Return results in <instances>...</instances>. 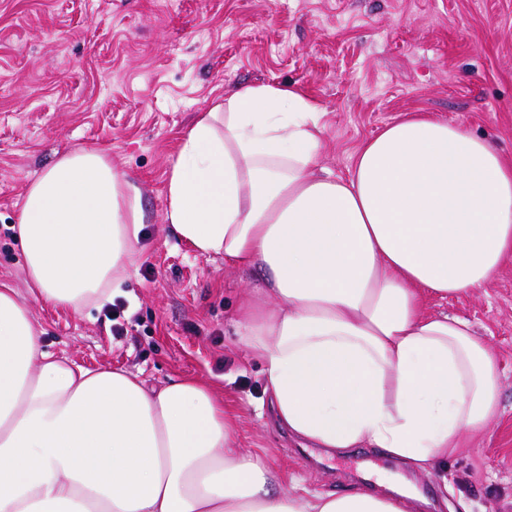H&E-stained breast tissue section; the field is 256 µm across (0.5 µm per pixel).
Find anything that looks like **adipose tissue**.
Returning a JSON list of instances; mask_svg holds the SVG:
<instances>
[{
    "mask_svg": "<svg viewBox=\"0 0 512 512\" xmlns=\"http://www.w3.org/2000/svg\"><path fill=\"white\" fill-rule=\"evenodd\" d=\"M319 118L291 84L214 103L179 138L164 220L197 254L260 273L235 324L278 425L429 473L500 412L493 349L423 302L484 287L512 256V164L416 112L362 143L349 176L318 173ZM144 224L138 187L104 153L63 154L21 204L31 287L75 311L110 301ZM39 336L0 284V512H417L395 486L288 491L234 448V418L203 382L150 386L56 357Z\"/></svg>",
    "mask_w": 512,
    "mask_h": 512,
    "instance_id": "1",
    "label": "adipose tissue"
}]
</instances>
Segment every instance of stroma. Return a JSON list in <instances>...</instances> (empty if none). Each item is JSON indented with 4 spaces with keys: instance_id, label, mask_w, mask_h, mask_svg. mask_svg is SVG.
<instances>
[{
    "instance_id": "obj_1",
    "label": "stroma",
    "mask_w": 512,
    "mask_h": 512,
    "mask_svg": "<svg viewBox=\"0 0 512 512\" xmlns=\"http://www.w3.org/2000/svg\"><path fill=\"white\" fill-rule=\"evenodd\" d=\"M291 83L317 104L318 168L346 174L358 146L412 112L465 124L512 159V0H0V283L28 304L43 350L151 385L191 376L236 416V447L261 454L285 488L383 491L409 483L421 512H512V259L484 288L430 312L469 320L499 355V416L432 473L372 448H307L273 422L263 364L234 324L257 276L202 257L164 221L166 173L194 117L240 87ZM103 151L141 190L137 273L105 308L32 295L16 225L29 185L66 151Z\"/></svg>"
}]
</instances>
